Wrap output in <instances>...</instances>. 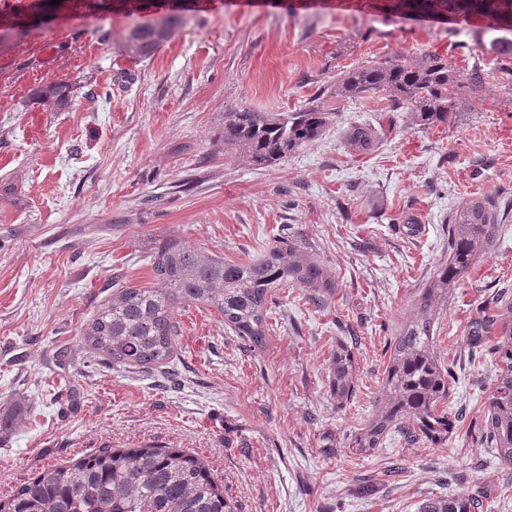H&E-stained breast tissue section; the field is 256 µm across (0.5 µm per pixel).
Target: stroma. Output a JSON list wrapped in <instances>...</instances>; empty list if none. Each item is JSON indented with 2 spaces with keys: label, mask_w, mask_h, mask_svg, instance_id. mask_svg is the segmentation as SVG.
Segmentation results:
<instances>
[{
  "label": "stroma",
  "mask_w": 512,
  "mask_h": 512,
  "mask_svg": "<svg viewBox=\"0 0 512 512\" xmlns=\"http://www.w3.org/2000/svg\"><path fill=\"white\" fill-rule=\"evenodd\" d=\"M287 2L211 12L203 0H0V416L22 419L0 433V500L48 466L151 446L203 459L237 512H417L479 487L484 512H512V467L476 430L496 363L467 341L477 308L512 295V80L448 14L428 25L387 0ZM168 14L187 18L170 41L125 53L132 26ZM427 51L485 72L448 124L419 129L377 97L332 99V125L275 166L224 150L231 109L296 112L343 70ZM61 81L77 85L66 108L34 103ZM354 124L381 128L375 152H347ZM484 197L505 221L436 333L461 423L439 448L394 436L355 453L393 338L448 256L449 218ZM285 233L336 290L321 308L304 288L280 289L264 348L215 311L179 308L173 387L163 370L112 365L80 342L113 283H153L164 241L244 261ZM340 341L359 367L343 404L327 378Z\"/></svg>",
  "instance_id": "35a3bbf8"
}]
</instances>
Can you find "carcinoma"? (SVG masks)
Here are the masks:
<instances>
[{
    "instance_id": "carcinoma-1",
    "label": "carcinoma",
    "mask_w": 512,
    "mask_h": 512,
    "mask_svg": "<svg viewBox=\"0 0 512 512\" xmlns=\"http://www.w3.org/2000/svg\"><path fill=\"white\" fill-rule=\"evenodd\" d=\"M442 7L459 19L479 14L495 20L480 31L496 56H512V0H396V7ZM185 24L169 14L133 27L125 51L134 58L150 55ZM483 71L468 72L442 55L425 52L413 59L386 56L356 65L336 78V98L381 96L393 112L407 113L414 125L428 129L446 124L464 96L482 86ZM77 86L59 82L35 92V99L62 109ZM336 113L321 102L299 112H257L249 108L224 113V150L257 167H268L317 140ZM381 136L369 124L344 132L345 146L360 154L374 151ZM499 221L492 199L472 202L448 224V259L414 303L415 312L394 337L390 362L381 382L377 411L361 428L352 447L368 453L391 433L408 442L437 447L448 442L458 418L448 413L451 366L435 343L438 304L497 241ZM156 283L115 290L82 326L79 340L112 365L166 368L180 325L177 310L193 304L224 317V327L250 346H261L269 332L267 304L289 285L328 304L335 282L325 265L295 237L283 235L247 262H227L179 240L165 242L152 255ZM468 343L488 348L497 364L491 391L482 405L480 437L504 466H512V297L502 292L492 307L477 310ZM358 365L352 349L336 345L328 367L331 396L342 404L356 392ZM485 492H462L423 501L418 512H481ZM0 512H234L207 464L177 450L154 447L104 450L67 466H50L0 502Z\"/></svg>"
}]
</instances>
